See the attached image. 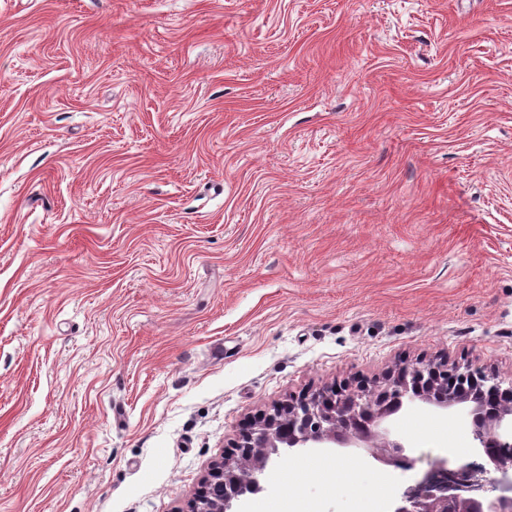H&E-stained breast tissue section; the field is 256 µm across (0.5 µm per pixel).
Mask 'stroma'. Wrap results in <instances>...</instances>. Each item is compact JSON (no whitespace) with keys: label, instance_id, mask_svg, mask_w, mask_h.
Instances as JSON below:
<instances>
[{"label":"stroma","instance_id":"obj_1","mask_svg":"<svg viewBox=\"0 0 512 512\" xmlns=\"http://www.w3.org/2000/svg\"><path fill=\"white\" fill-rule=\"evenodd\" d=\"M439 358L512 377V0H0V512H188L261 411Z\"/></svg>","mask_w":512,"mask_h":512}]
</instances>
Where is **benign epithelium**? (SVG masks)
I'll return each mask as SVG.
<instances>
[{
	"label": "benign epithelium",
	"instance_id": "1",
	"mask_svg": "<svg viewBox=\"0 0 512 512\" xmlns=\"http://www.w3.org/2000/svg\"><path fill=\"white\" fill-rule=\"evenodd\" d=\"M416 400L452 411L470 425L476 449L495 448L502 457L485 468L436 461L392 512H512V384L446 361L401 367L381 389L331 386L273 406L241 428L231 457L212 465L191 512H244L246 489L261 483L269 459L282 449L361 442L380 463L399 466L408 461L405 445L389 438V429L380 435L374 427ZM478 473L489 474L492 494L474 498Z\"/></svg>",
	"mask_w": 512,
	"mask_h": 512
}]
</instances>
